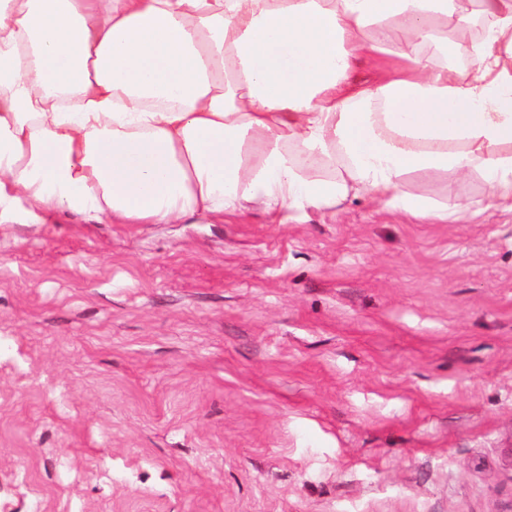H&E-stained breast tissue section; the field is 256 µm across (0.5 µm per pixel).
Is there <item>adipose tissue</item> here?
<instances>
[{
    "instance_id": "obj_1",
    "label": "adipose tissue",
    "mask_w": 512,
    "mask_h": 512,
    "mask_svg": "<svg viewBox=\"0 0 512 512\" xmlns=\"http://www.w3.org/2000/svg\"><path fill=\"white\" fill-rule=\"evenodd\" d=\"M0 0V223L101 224L332 209L364 192L413 216L423 169L473 167L512 199V0ZM485 27L467 69L420 55L443 19ZM410 31L354 86L368 29ZM345 176L319 178L317 164ZM410 39L406 33H400L399 36L387 46L388 49L393 51V54H378L371 52L367 57L358 61L352 69L351 81L357 86H370L373 85L377 77L376 59L382 58L387 63H398L401 59L395 54L400 52L404 44Z\"/></svg>"
}]
</instances>
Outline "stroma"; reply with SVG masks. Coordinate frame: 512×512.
<instances>
[{
    "mask_svg": "<svg viewBox=\"0 0 512 512\" xmlns=\"http://www.w3.org/2000/svg\"><path fill=\"white\" fill-rule=\"evenodd\" d=\"M0 224V512H512V211Z\"/></svg>",
    "mask_w": 512,
    "mask_h": 512,
    "instance_id": "1",
    "label": "stroma"
}]
</instances>
